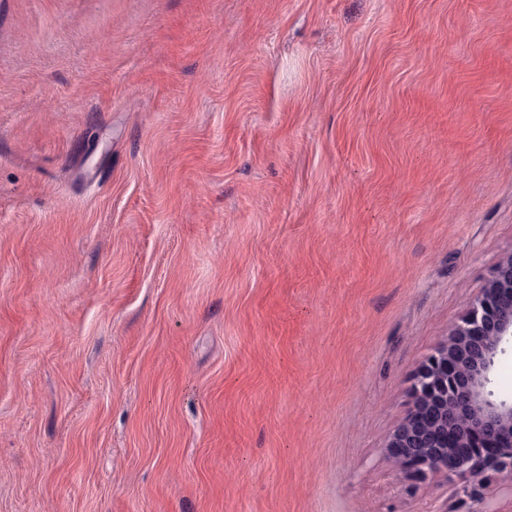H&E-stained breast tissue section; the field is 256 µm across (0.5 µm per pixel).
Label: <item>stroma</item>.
<instances>
[{"label":"stroma","instance_id":"1","mask_svg":"<svg viewBox=\"0 0 512 512\" xmlns=\"http://www.w3.org/2000/svg\"><path fill=\"white\" fill-rule=\"evenodd\" d=\"M512 256V0H0V512H512L398 472Z\"/></svg>","mask_w":512,"mask_h":512}]
</instances>
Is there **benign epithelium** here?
Returning a JSON list of instances; mask_svg holds the SVG:
<instances>
[{
    "mask_svg": "<svg viewBox=\"0 0 512 512\" xmlns=\"http://www.w3.org/2000/svg\"><path fill=\"white\" fill-rule=\"evenodd\" d=\"M512 346V257L415 374L410 407L388 445L394 467L413 478L452 471L481 481L512 470V401L495 396L494 370Z\"/></svg>",
    "mask_w": 512,
    "mask_h": 512,
    "instance_id": "7a95c632",
    "label": "benign epithelium"
}]
</instances>
